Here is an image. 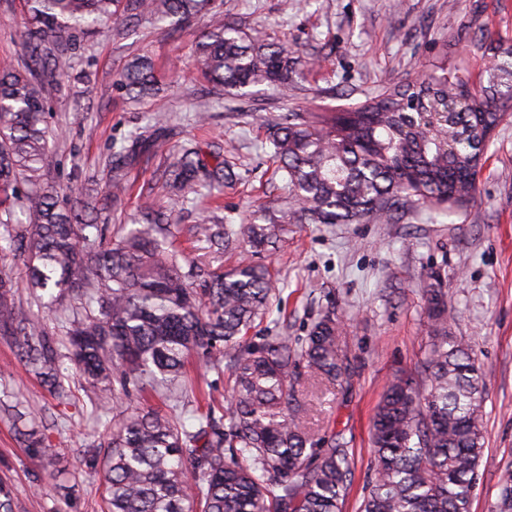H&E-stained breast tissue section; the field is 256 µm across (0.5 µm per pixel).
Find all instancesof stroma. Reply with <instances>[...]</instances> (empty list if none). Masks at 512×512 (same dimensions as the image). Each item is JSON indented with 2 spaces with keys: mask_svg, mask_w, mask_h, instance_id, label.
I'll list each match as a JSON object with an SVG mask.
<instances>
[{
  "mask_svg": "<svg viewBox=\"0 0 512 512\" xmlns=\"http://www.w3.org/2000/svg\"><path fill=\"white\" fill-rule=\"evenodd\" d=\"M221 11L252 35L288 43L303 63L302 92L281 95L262 86L236 97L211 89L195 53L206 18L171 35L149 22L124 34L106 29L78 51L71 78L49 88L47 122L54 132L50 171L61 185L105 195L113 145L163 118L171 149L190 142L204 158L221 151L237 175L222 205L183 200L161 178L166 158L140 153L131 167L134 187L108 202L110 231L130 223L141 206L170 214L165 242L181 259L218 271L232 269L241 251L212 259L192 227L247 215L265 217L292 202L266 144L267 122L288 110L343 109L416 78L447 72L473 90L488 84L486 68L512 52V0H222ZM24 14L19 0H0V58H21ZM145 55L159 91L128 99L116 82L127 62ZM266 266L287 300L286 310L258 320L243 339L255 347L285 332L305 339L324 312L342 323L340 347L347 376L336 382L301 378L296 395L313 438L344 433L354 479L344 512H358L375 479L369 431L376 406L396 373L414 371L429 341L425 289L431 273L445 280L454 308L450 328L464 337L484 374L485 452L472 512H491L498 477L512 465V118L496 130L481 160L476 191L450 216L434 207L410 208L396 220L359 224H289L275 247L254 258ZM184 419L222 415L229 375L190 358L182 377ZM0 396L24 405L38 422L57 410L65 420L47 432L55 459L39 457L17 438L0 411V482L14 494V512H106L100 473L82 456L107 444L111 415L88 412L73 387L56 399L18 359L13 340L0 338ZM63 473L64 490L46 488L48 471Z\"/></svg>",
  "mask_w": 512,
  "mask_h": 512,
  "instance_id": "stroma-1",
  "label": "stroma"
}]
</instances>
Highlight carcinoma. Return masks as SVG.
Wrapping results in <instances>:
<instances>
[{"label":"carcinoma","instance_id":"cac0c4a2","mask_svg":"<svg viewBox=\"0 0 512 512\" xmlns=\"http://www.w3.org/2000/svg\"><path fill=\"white\" fill-rule=\"evenodd\" d=\"M23 58L0 59V239L29 270L44 309L79 299L64 325L67 355L39 315L15 302V284L0 272V336L18 347L27 370L69 399L65 383L85 384L92 411L147 391L178 399L177 377L192 354L218 372L229 361L233 381L224 415L190 428L178 416L126 409L112 416L103 455L82 457L102 472L108 512H343L353 475L347 441L313 440L294 381L305 374L335 381L347 374L339 353L341 322L330 313L304 343L272 336L244 349L243 335L280 289L262 265L242 261L227 272L194 263L161 246L172 234L150 213L109 242L95 205L48 178L50 130L44 86L69 78L81 41L96 30L145 18L172 33L209 14L196 42L204 78L243 97L266 85L297 87L300 62L288 45L249 35L224 18L215 0H23ZM150 59L124 67L131 98L156 90ZM512 88L493 82L470 93L459 76L397 87L342 111L288 112L269 125L288 197L278 224H198L196 237L215 254L247 247L260 253L285 223L392 221L413 205L441 204L475 191L491 134L505 120ZM168 150L160 122L112 154L109 194L128 190L136 148ZM188 200L233 182L221 160L209 164L185 146L163 171ZM430 343L417 370L396 376L372 422L377 475L360 512H471L484 455L483 375L470 345L448 331V289L440 274L425 290ZM19 436L53 456L38 427ZM494 512H512V466L498 481Z\"/></svg>","mask_w":512,"mask_h":512}]
</instances>
